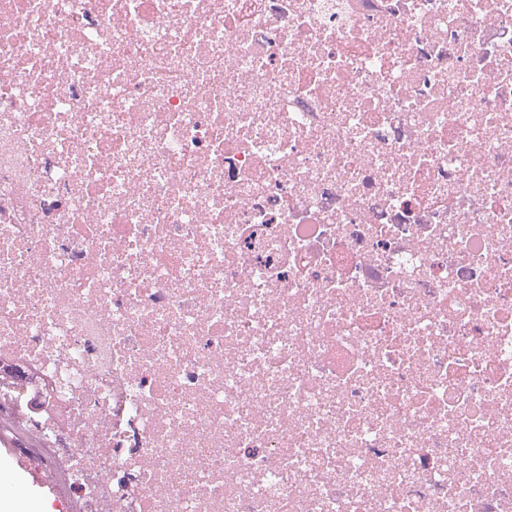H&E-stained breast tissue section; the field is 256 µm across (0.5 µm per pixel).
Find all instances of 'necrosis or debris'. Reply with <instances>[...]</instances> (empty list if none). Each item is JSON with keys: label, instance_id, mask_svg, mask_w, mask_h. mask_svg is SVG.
I'll list each match as a JSON object with an SVG mask.
<instances>
[{"label": "necrosis or debris", "instance_id": "4bbe7bcc", "mask_svg": "<svg viewBox=\"0 0 512 512\" xmlns=\"http://www.w3.org/2000/svg\"><path fill=\"white\" fill-rule=\"evenodd\" d=\"M0 367L62 512H512V0H0Z\"/></svg>", "mask_w": 512, "mask_h": 512}]
</instances>
